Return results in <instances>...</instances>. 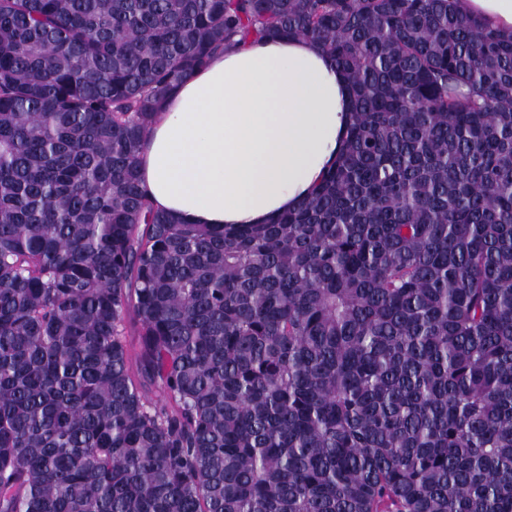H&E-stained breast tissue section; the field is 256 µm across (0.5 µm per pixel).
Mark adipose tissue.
<instances>
[{
	"label": "adipose tissue",
	"instance_id": "obj_1",
	"mask_svg": "<svg viewBox=\"0 0 512 512\" xmlns=\"http://www.w3.org/2000/svg\"><path fill=\"white\" fill-rule=\"evenodd\" d=\"M348 82L303 37L214 56L168 97L139 169L154 206L193 224H267L310 195L351 119Z\"/></svg>",
	"mask_w": 512,
	"mask_h": 512
}]
</instances>
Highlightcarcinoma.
<instances>
[{"label": "carcinoma", "instance_id": "carcinoma-1", "mask_svg": "<svg viewBox=\"0 0 512 512\" xmlns=\"http://www.w3.org/2000/svg\"><path fill=\"white\" fill-rule=\"evenodd\" d=\"M274 36L349 81L335 166L270 224L154 209L169 92ZM0 512H512V33L456 0H0Z\"/></svg>", "mask_w": 512, "mask_h": 512}]
</instances>
